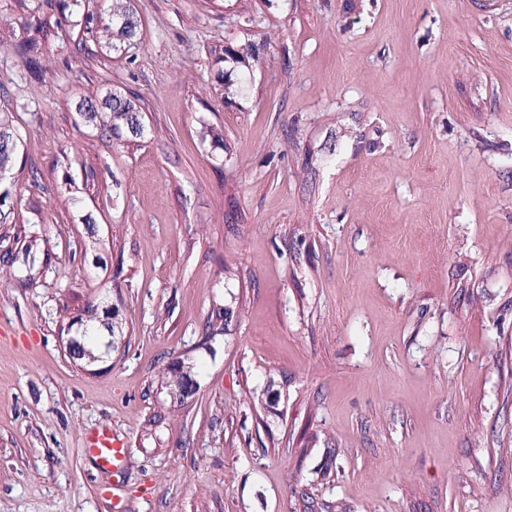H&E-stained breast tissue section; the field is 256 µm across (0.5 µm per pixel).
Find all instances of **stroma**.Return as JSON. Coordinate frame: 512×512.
<instances>
[{"label":"stroma","mask_w":512,"mask_h":512,"mask_svg":"<svg viewBox=\"0 0 512 512\" xmlns=\"http://www.w3.org/2000/svg\"><path fill=\"white\" fill-rule=\"evenodd\" d=\"M131 5L116 51L112 0H0V252L50 253L0 271V512H512V0ZM121 1L123 2L124 0H113L112 14L107 21L99 22L102 24L107 37H112V40H114V37H117L119 40L120 46L112 41V48L116 51L122 50L121 41L124 43L127 40L129 43L136 36L138 27V20L127 5V0L125 4L118 3ZM77 109L84 119L99 123L102 133L110 138H122L124 133L132 138L144 135V125L139 118L140 107L121 92L112 91L101 100L84 99ZM18 146V137L10 125L0 119V173L8 172L13 164ZM5 174H0V179ZM41 254L43 256L41 263L47 264L49 261L48 250L45 251V247L42 250L37 241H32L25 247L21 256L19 255V252L17 254L12 252L9 254L6 252L3 255L2 262L3 264H6V266L9 267V270H12L15 275L17 271H31L36 262L40 259ZM102 310L105 315L112 320L109 322H103L101 319L100 305L95 299L87 301L81 312L78 314L75 320L80 322V325L84 326L85 330L83 334L77 336V342L73 348L69 346L68 355L71 357L74 363L79 364L81 367H88L100 360L104 355L103 344L98 336H106L103 334L106 331L107 336L112 337L111 345L115 344L117 339L115 334L116 314H112V305L102 306ZM79 322H75L79 325ZM85 449L97 459L102 468H112V471L123 465L129 453L125 439L114 434L106 425L86 435Z\"/></svg>","instance_id":"stroma-1"}]
</instances>
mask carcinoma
I'll return each mask as SVG.
<instances>
[{"instance_id":"1","label":"carcinoma","mask_w":512,"mask_h":512,"mask_svg":"<svg viewBox=\"0 0 512 512\" xmlns=\"http://www.w3.org/2000/svg\"><path fill=\"white\" fill-rule=\"evenodd\" d=\"M102 26L107 36L130 41L136 36L138 20L128 5L120 0H113L112 14L108 20L102 22ZM77 109L84 119L99 124L102 133L110 138H120L125 133L133 138L144 135V125L139 118L140 107L118 91H112L100 100L85 99L78 104ZM17 146L18 137L15 131L0 119V173L11 169ZM39 260L48 263L49 253L41 249L36 241L29 243L22 254L6 253L0 259L14 272H28ZM77 320L84 326V332L77 337V342L68 350V355L74 363L88 367L104 355L100 336L106 332L109 336L116 337V322L102 321L100 305L95 299L83 305ZM172 386L178 393L191 390L194 386L192 368L179 369V374L172 380Z\"/></svg>"}]
</instances>
